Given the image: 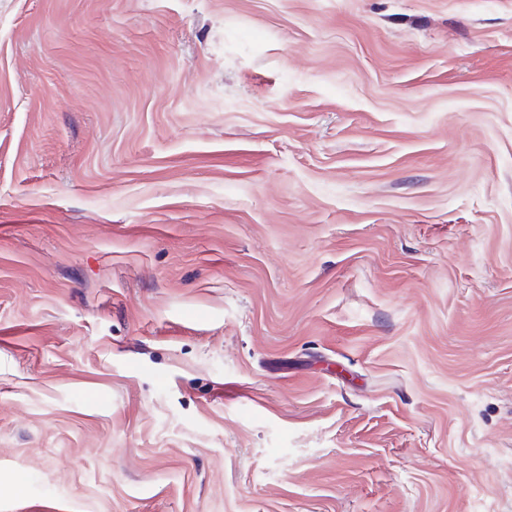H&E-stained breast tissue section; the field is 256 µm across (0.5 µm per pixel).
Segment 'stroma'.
Listing matches in <instances>:
<instances>
[{"instance_id":"obj_1","label":"stroma","mask_w":512,"mask_h":512,"mask_svg":"<svg viewBox=\"0 0 512 512\" xmlns=\"http://www.w3.org/2000/svg\"><path fill=\"white\" fill-rule=\"evenodd\" d=\"M512 512V0H0V512Z\"/></svg>"}]
</instances>
